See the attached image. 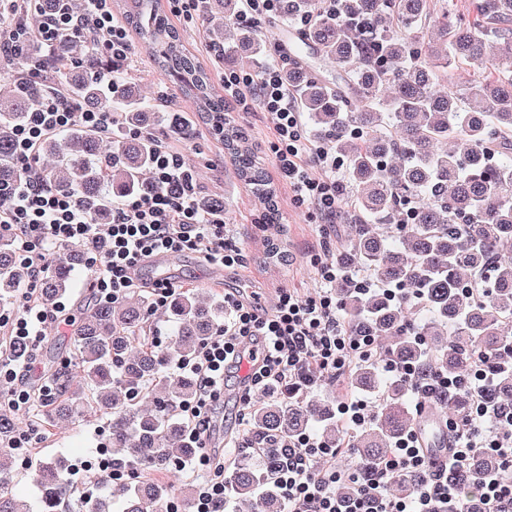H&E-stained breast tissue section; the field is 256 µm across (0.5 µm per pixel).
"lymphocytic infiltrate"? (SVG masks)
<instances>
[{
    "label": "lymphocytic infiltrate",
    "instance_id": "1",
    "mask_svg": "<svg viewBox=\"0 0 512 512\" xmlns=\"http://www.w3.org/2000/svg\"><path fill=\"white\" fill-rule=\"evenodd\" d=\"M0 8L24 13L38 22L29 36L37 43L39 58L21 79L22 85L36 89L37 100L15 133L14 156L22 175L13 186L0 188V195L9 198L8 206L0 209V227L10 231L16 253L30 272V286H37L42 278L46 245L51 241L83 244L101 302L145 291L157 305H164L174 292L170 281L136 283L128 275L131 267L160 250L191 252L225 268L243 267L244 256L231 225L220 215L202 216L198 207L201 185L183 153L168 142L154 144L153 189L113 206L111 219L104 224L94 223L92 203L52 188L36 166L38 148L49 134L76 124L108 136L113 133L115 116L79 111L62 80L49 79L43 64L44 59L52 58L57 69L67 68V61L56 56V43L89 35L95 52L111 61L110 67L101 71L102 79L110 82L127 72L134 52L126 28L112 11V0H64L60 10L50 14L42 12L41 0H0ZM220 82L226 110L249 113L258 108L263 112L269 131L267 148L292 205L307 211L315 223H335L343 161L324 142L310 137L278 66H267L257 74L227 68L222 70ZM338 274L336 263L318 262V287L313 293L302 297L294 289H279L269 309L225 295L228 318L221 332L205 340L192 358L176 364L178 370L190 373L196 384L194 398L181 407L189 421L191 440L208 437L214 406L224 392V376L246 358V343H256L262 349L261 358L249 360V373L242 381L246 404L259 392L267 394L281 387L311 389L318 379L341 376L373 356L374 337L351 332L342 318L334 289ZM64 323L60 310H47L32 301L20 312L0 308V329L31 353L22 362H0V384L10 385L7 403L14 410L29 408L33 394L23 377L33 368L32 355L47 330ZM383 368L393 376L412 380L421 400L450 388L472 395L471 415L463 423L450 425L454 439L448 455L440 462L429 460L417 434L410 432L380 466L364 475L337 468L340 448L328 447L311 434H300L285 443L275 479L287 512H437L438 506L450 504L458 495L457 488L448 483L449 469L464 466L476 451L490 452L504 468L512 469V412L489 411L483 401V370L462 380L438 376L419 383L411 367L387 359ZM196 465L207 475L196 486L193 512H223V461L204 454ZM420 469L427 475L412 498L391 494L393 475ZM341 482L356 484V494L338 496L336 486Z\"/></svg>",
    "mask_w": 512,
    "mask_h": 512
}]
</instances>
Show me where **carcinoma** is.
Here are the masks:
<instances>
[{
    "mask_svg": "<svg viewBox=\"0 0 512 512\" xmlns=\"http://www.w3.org/2000/svg\"><path fill=\"white\" fill-rule=\"evenodd\" d=\"M471 6V19L463 20L446 3L433 10L431 0H337L334 15L322 11L320 0H287L282 20L309 19L296 37L334 76L303 59L282 66L281 76L310 132L347 165L338 219L349 221L350 229L336 253L344 274L335 284L347 326L375 336L383 357L414 364L420 381L460 379L481 366L490 379L488 408L512 409V0H472ZM113 9L150 54L159 83L224 125V152L237 178L266 211L276 209L262 157L234 118L223 116L224 97L183 46L162 0H113ZM243 9V0H210L204 7L213 22V51L232 67L253 71L267 46L257 27L240 21ZM463 62L491 67L494 74L460 89L448 82V68ZM62 79L87 110L112 113L131 130L105 139L76 124L39 147L55 159L44 172L46 182L94 200L99 222L112 203L151 187L149 133L162 116L134 85L119 81L113 91L74 67ZM34 98L17 83L0 91V184L21 176L14 131ZM82 253L78 242L58 249L40 291L42 304L51 308L76 287ZM266 255L289 262L280 239L267 240ZM359 270L400 292L394 299L381 289L357 292L351 274ZM28 278L12 238L0 234V305L9 304ZM148 309L142 298L94 304L71 334L79 380L62 376L56 395L41 404L53 421L111 417L114 461L165 469L196 452L180 416L195 384L172 367L216 335L224 303L196 293L172 295L167 313L173 337L163 346L145 342ZM345 378L352 390L385 388L374 427L346 440L330 400L301 394L257 400L246 435L252 451L238 456L224 476V508L284 512L274 486L279 444L314 425L330 446L348 441L363 474L413 429L407 382L382 381L374 361L352 367ZM435 403L456 420L471 412V398L459 389L443 392ZM14 428L12 415L0 409V512H30L8 493ZM60 468L57 462L39 467L38 512H62L71 488ZM479 472H498L497 458L478 453L448 472L449 482L462 489L451 512H483L471 489ZM424 477L397 475L392 487L410 494ZM172 493L139 482L122 489L115 510L99 496L88 508L166 512Z\"/></svg>",
    "mask_w": 512,
    "mask_h": 512,
    "instance_id": "obj_1",
    "label": "carcinoma"
}]
</instances>
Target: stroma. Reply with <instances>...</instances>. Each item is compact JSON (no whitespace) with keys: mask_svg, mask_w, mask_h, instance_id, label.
<instances>
[{"mask_svg":"<svg viewBox=\"0 0 512 512\" xmlns=\"http://www.w3.org/2000/svg\"><path fill=\"white\" fill-rule=\"evenodd\" d=\"M192 126L195 130L193 138L183 139L169 133L165 139L182 148L206 194L224 197L229 207L225 220L234 226L235 241L245 256L246 265L235 271L212 274L193 255L179 253L171 255L164 265L144 267L142 275L145 280L165 275L173 279L178 290H197L217 299L223 298L225 290L238 284L245 292L257 296L265 295L271 288H293L302 294L313 292L314 263L323 256L320 242L326 237L342 241L347 232L346 225L313 223L305 211L293 207L287 188L271 167L266 173L276 193L282 225L267 228L257 224L255 217L260 206L250 190L235 178L230 161L224 158L223 144L211 138L201 120H194ZM277 235L286 241L290 254V261L285 266L271 262L265 256L266 238ZM69 334L70 329L66 326L47 333L28 379L32 390H39L44 381L53 379L55 370L76 372ZM224 384V397L213 412V433L217 436L229 434L240 440L246 434V427L239 420L243 408L240 380L228 376ZM41 413V405L35 404L29 410L16 414L18 430L31 436L32 446L26 457L15 460L11 490L30 505H37L40 496V488L35 481L37 465L55 458L64 459L70 465L66 476L74 491L67 502L66 512H85L87 499L115 495L121 487L146 478L176 485L198 477L197 472L190 468L180 470L173 467L149 472L130 467L122 481L101 485L92 464L99 448L107 441L106 418L92 417L47 427L41 422Z\"/></svg>","mask_w":512,"mask_h":512,"instance_id":"35a3bbf8","label":"stroma"}]
</instances>
